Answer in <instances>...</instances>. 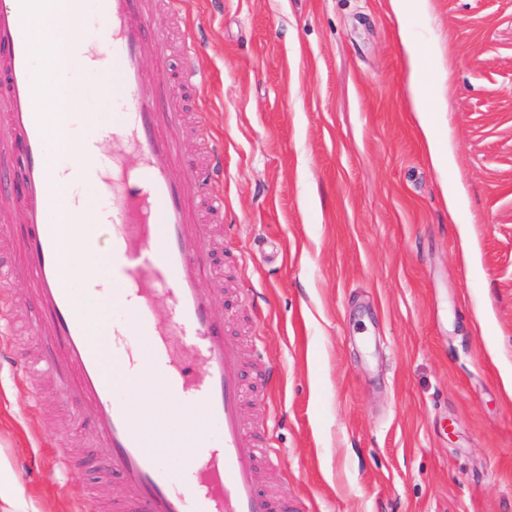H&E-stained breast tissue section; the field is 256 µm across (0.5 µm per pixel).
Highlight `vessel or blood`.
I'll use <instances>...</instances> for the list:
<instances>
[{
	"mask_svg": "<svg viewBox=\"0 0 512 512\" xmlns=\"http://www.w3.org/2000/svg\"><path fill=\"white\" fill-rule=\"evenodd\" d=\"M157 8V0H96L98 24L111 37L112 64L98 70L97 82L103 95L117 97L114 151L93 154L59 186L39 109L55 88L36 78L31 61L33 0H0V72L8 87L0 130L24 162L20 184L0 186V204L18 207L26 224L19 244L23 266L6 274L29 280L45 314L30 327L42 349L38 367L62 373L69 397L95 408L100 455L124 484L116 512H274L258 488L260 457L241 418L238 346L225 333L214 295L202 287L213 257L205 224L224 216V146L207 138L206 165H189L179 134L185 118L180 98L157 104V86L143 68L146 54L160 55L166 40L165 32L151 28ZM129 152L137 158L132 168L124 161ZM99 178L110 186L109 204L105 222L93 231L108 246L112 307L120 313L108 363L78 313L87 288L67 277L59 219L70 204L71 184ZM193 184L202 206L191 200ZM160 296L169 305L162 329L154 325ZM141 361L151 364L165 393L174 435L138 423L117 395L119 385L136 378ZM196 363L203 377L193 374ZM199 405L206 423L193 429L189 423ZM179 441L184 451L175 470L163 456Z\"/></svg>",
	"mask_w": 512,
	"mask_h": 512,
	"instance_id": "obj_1",
	"label": "vessel or blood"
}]
</instances>
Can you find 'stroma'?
<instances>
[{"label":"stroma","mask_w":512,"mask_h":512,"mask_svg":"<svg viewBox=\"0 0 512 512\" xmlns=\"http://www.w3.org/2000/svg\"><path fill=\"white\" fill-rule=\"evenodd\" d=\"M165 88L224 142L212 223L242 414L290 512H512V0H181ZM426 51L429 163L398 37ZM192 43L202 86L182 81ZM462 199L458 219L447 182ZM254 311H244L241 285ZM0 451L42 512L124 495L86 402L0 367Z\"/></svg>","instance_id":"stroma-1"}]
</instances>
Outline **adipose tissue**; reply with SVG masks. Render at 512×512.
<instances>
[{"instance_id": "1", "label": "adipose tissue", "mask_w": 512, "mask_h": 512, "mask_svg": "<svg viewBox=\"0 0 512 512\" xmlns=\"http://www.w3.org/2000/svg\"><path fill=\"white\" fill-rule=\"evenodd\" d=\"M38 4L39 14L33 34L34 70L38 79L53 80L59 87L57 96L40 103L50 136L51 152L64 158L67 165H80L86 162L87 156L84 152L85 135L77 127V116L88 110L87 97L96 68L94 58L107 56L111 38L91 24L93 0H83L82 18L65 30L58 25L55 0H38ZM399 38L407 54L410 85L429 162L437 170H450L453 165L451 148L436 135V117L426 107L431 97L426 58L407 27H400ZM62 218L65 261L70 280L90 277L95 283L94 290L79 303L81 315L94 329L98 323L91 312L111 282L97 274L105 259L97 242L90 236V227L104 220L105 213L102 207L91 206L85 194L78 193ZM161 396L153 374L145 369L130 384L127 402L141 423L159 429L166 420L160 404ZM0 512H41L37 503L27 495L9 460L1 454Z\"/></svg>"}]
</instances>
